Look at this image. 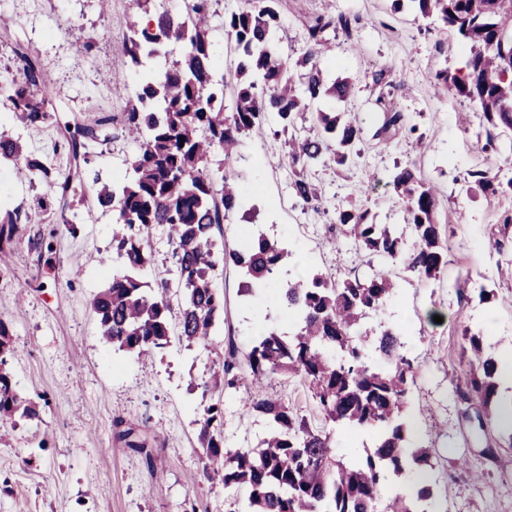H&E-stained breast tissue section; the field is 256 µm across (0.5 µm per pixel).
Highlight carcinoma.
Returning <instances> with one entry per match:
<instances>
[{
    "label": "carcinoma",
    "mask_w": 512,
    "mask_h": 512,
    "mask_svg": "<svg viewBox=\"0 0 512 512\" xmlns=\"http://www.w3.org/2000/svg\"><path fill=\"white\" fill-rule=\"evenodd\" d=\"M277 0H247L245 7L224 16L231 40L235 75L218 76L211 48L212 0H189L185 10L171 12L156 0H132L133 19L121 51L138 85L128 91L116 80L114 93L127 96L125 135L138 141L139 154L124 177L102 180L90 174L87 145L109 140L110 119L75 125L66 138L74 176L56 185V201L66 211L81 200L92 179L96 208L112 212V253L124 268L112 274L91 299L102 341L121 351L147 355L176 339L190 347L208 342L224 316V294L216 286L218 270L232 265L241 275V293L254 299L264 289L279 287L294 327L288 334L266 329L256 337L245 361L229 346L217 368L201 379L202 395L246 387L243 409L267 421L265 436L252 448H228L224 442V402L216 398L204 408L198 441L203 448L201 471L209 478L223 473L224 488L242 491L234 512H379L382 494L390 491L385 512H430V484L406 487L409 475L432 467L429 451L408 446L409 423L404 407L415 368L401 334L377 324L375 351L385 368L367 361L359 329L395 294L398 280L390 269L368 277L334 279L318 270L295 276L292 251L282 240L257 228L252 239L231 248L215 238L214 229L244 202L238 148L242 139L265 127L277 115L288 135V162L294 169V195L315 206L320 195L308 178L314 164L331 160L345 167L360 156L363 128L356 112L313 110L332 99L348 103L354 82L326 81L320 67L327 34H351L345 15L318 17L306 29L304 48L295 62L282 53ZM409 7L431 18L470 45L465 66L439 79L451 92L476 104L496 134L512 138V0H393L396 12ZM17 63L0 85V100L14 121L28 126L50 117L52 92L37 63L16 43ZM373 82L381 92L376 105L385 112L383 130L399 125L404 115L388 101L390 74L380 69ZM311 115L312 132L298 124ZM224 154L221 181L207 171L212 155ZM17 173L49 178L48 168L30 158L22 141L0 132V162ZM468 176L487 194H512V177L471 170ZM393 190L401 200L404 224H378L370 209L349 206L336 212V224L369 257L429 280L439 278L448 263V246L438 231L439 200L433 187L411 167L397 169ZM21 208H0V265L19 239ZM164 225L173 247L175 281L151 287L140 277L151 262L149 231ZM413 239L405 248L404 234ZM176 324H171L172 318ZM470 367L467 387L480 403L479 421L496 419L497 363L482 355L481 337L464 331ZM336 352L331 359L327 352ZM16 351L8 325L0 320V423L38 414L32 400L19 395L11 382ZM289 373L302 382L313 401L310 420L288 403L267 396L264 380ZM338 428L376 430L365 458L345 462L333 448ZM127 447L154 462L145 441L127 429L118 433Z\"/></svg>",
    "instance_id": "cac0c4a2"
}]
</instances>
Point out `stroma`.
I'll list each match as a JSON object with an SVG mask.
<instances>
[{
	"label": "stroma",
	"instance_id": "1",
	"mask_svg": "<svg viewBox=\"0 0 512 512\" xmlns=\"http://www.w3.org/2000/svg\"><path fill=\"white\" fill-rule=\"evenodd\" d=\"M283 49L297 59L307 26L322 13L358 17L352 36L328 35L322 59L327 81L355 82L349 105L325 100L328 112H357L363 127L361 156L351 169L328 161L311 169L321 191L317 208H302L291 189L285 137L272 130L243 139L240 165L251 189L247 202L259 221L290 242L297 259H312L332 277L373 269L353 239L336 225L337 209L368 207L377 223L398 224L402 212L389 185L395 167H414L440 192V233L448 264L439 279L400 272V286L382 319L400 330L416 368L408 414L417 428L411 443L432 449L434 512H512V469L500 470L483 455L489 443L512 456L496 429L481 427L478 400H463L468 367L461 360L464 329L482 339L488 357L512 361V234L491 248V227L512 216V194L493 197L470 183L468 173H496L503 150L487 148V124L475 104L452 95L441 72L464 66L468 47L432 19L397 12L391 0H278ZM130 0H0V82L15 67L14 42L28 47L54 88L52 119L15 126L0 114V130L21 137L28 154L51 170L50 180H29L0 166V201L28 215L22 241L0 271V319L7 322L17 356L15 389L38 405V417L18 421L10 446H0V512H231L234 492L221 476L201 473L198 421L207 405L196 384L228 346L246 353L266 327H292L278 289L245 305L239 274L226 267L216 280L224 293V320L209 342H172L148 357L115 352L98 335L92 296L123 267L111 248L112 215L69 231L53 198L72 166L64 124L112 117L110 139L89 150L90 166L109 178L125 173L138 151L120 116L125 99L114 96L126 67L120 46L128 32ZM92 42L91 51L80 42ZM387 69L404 114L401 128L383 130L373 72ZM489 289L490 298L480 296ZM224 400V441L231 448L257 444L264 419L243 415L240 397ZM133 429L151 448L154 462L128 448L117 426Z\"/></svg>",
	"mask_w": 512,
	"mask_h": 512
}]
</instances>
